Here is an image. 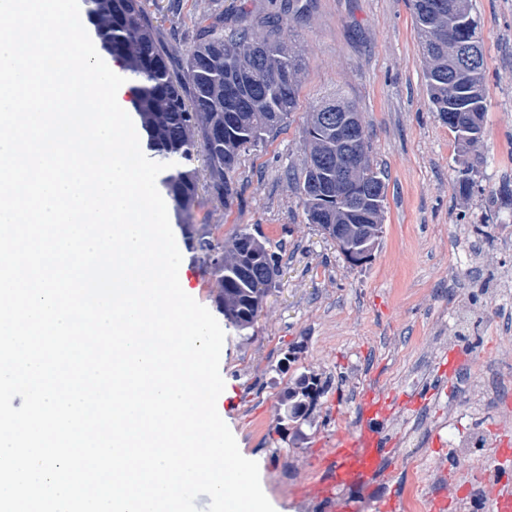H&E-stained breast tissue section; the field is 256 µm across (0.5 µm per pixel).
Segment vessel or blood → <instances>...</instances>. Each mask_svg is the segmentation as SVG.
<instances>
[{
  "mask_svg": "<svg viewBox=\"0 0 512 512\" xmlns=\"http://www.w3.org/2000/svg\"><path fill=\"white\" fill-rule=\"evenodd\" d=\"M390 404L384 396L372 392L363 395L356 433L340 437L335 447L318 454L320 476L305 485L306 497L327 502L331 512H360V504L343 496L342 490L365 483L390 455L389 444L378 427L388 415Z\"/></svg>",
  "mask_w": 512,
  "mask_h": 512,
  "instance_id": "1",
  "label": "vessel or blood"
}]
</instances>
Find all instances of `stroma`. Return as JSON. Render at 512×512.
<instances>
[{
  "instance_id": "35a3bbf8",
  "label": "stroma",
  "mask_w": 512,
  "mask_h": 512,
  "mask_svg": "<svg viewBox=\"0 0 512 512\" xmlns=\"http://www.w3.org/2000/svg\"><path fill=\"white\" fill-rule=\"evenodd\" d=\"M485 57L486 163L469 194L455 179L461 162L453 134L432 110L424 58L409 0H313L291 23L302 60L298 106L267 142L247 152L235 174L229 207L200 195L199 222L229 239L238 225L256 227L280 257V275L248 336L225 326L217 410L240 452L259 465L275 512H324L303 501L315 477L313 459L343 432H355L363 393L402 397L400 422L385 421L390 442L402 426L426 417L430 427L372 484L350 489L362 504L405 501L411 476L435 469L419 512L436 497L451 504L464 492L463 461L452 437L483 434L475 462L490 469L497 449H512V427L498 401L468 408L474 378L512 385V208L491 215L489 197L512 183V0H470ZM158 41L180 56L203 21L224 16L262 29L279 0H147ZM335 90L359 108L372 156L385 173L383 234L371 259L353 266L306 223L294 174L304 162L307 112ZM172 230L182 254L183 290L208 310L218 292L185 230ZM315 373L325 392L308 422H283L280 396L291 377Z\"/></svg>"
}]
</instances>
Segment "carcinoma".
Masks as SVG:
<instances>
[{
	"label": "carcinoma",
	"instance_id": "carcinoma-1",
	"mask_svg": "<svg viewBox=\"0 0 512 512\" xmlns=\"http://www.w3.org/2000/svg\"><path fill=\"white\" fill-rule=\"evenodd\" d=\"M85 14L101 48L120 62L130 87V102L146 135V145L161 162L172 167L160 173V183L181 224L195 223L200 190L225 207L236 194L234 175L242 153L266 141L298 105L300 60L283 35L280 17L260 33L249 25L213 22L200 28L186 48L180 73L172 72L167 51L155 37L146 0H84ZM415 27L423 55L429 59L425 81L437 116L470 147L480 141L486 112L485 65L448 77V50L457 42L480 41L469 0H412ZM248 69L252 84L243 86L238 73ZM342 107L358 111L341 92L323 98L308 115L304 140L308 149L301 174L295 177L306 220L331 240L336 226L321 219L357 205L364 213L382 212L383 173L371 166L355 183L336 181V159L344 151L370 154L367 137L352 146L325 137L317 113ZM204 158L206 169L195 162ZM320 161L319 177L332 190L311 189L309 163ZM484 164L476 156L457 170L456 186L468 194L475 185V169ZM190 249L215 277L217 304L225 319L245 336L254 327L268 289L260 287L266 268L279 266V256L267 247L257 230L243 225L229 241L202 227L190 233ZM324 384L302 374L283 394L284 418L301 423L316 404Z\"/></svg>",
	"mask_w": 512,
	"mask_h": 512
}]
</instances>
